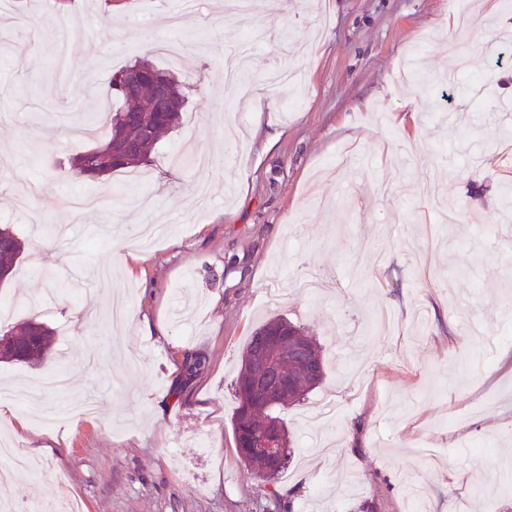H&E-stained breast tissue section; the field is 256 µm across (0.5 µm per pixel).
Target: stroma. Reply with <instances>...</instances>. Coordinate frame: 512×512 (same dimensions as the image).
I'll return each mask as SVG.
<instances>
[{
    "instance_id": "1",
    "label": "stroma",
    "mask_w": 512,
    "mask_h": 512,
    "mask_svg": "<svg viewBox=\"0 0 512 512\" xmlns=\"http://www.w3.org/2000/svg\"><path fill=\"white\" fill-rule=\"evenodd\" d=\"M9 0L0 9V224L25 243L0 312L48 358L0 363L29 464L0 497L67 512H512V0ZM181 42V54L155 42ZM183 86L142 184L77 178V110L138 61ZM452 105H445V98ZM205 153L207 168L175 163ZM369 156L371 166L360 165ZM99 194L108 211L73 210ZM128 321L113 332V302ZM282 316L323 382L281 415L276 484L231 417L250 336ZM205 359L199 374L185 362ZM343 413L322 427L321 402ZM278 490L279 499L269 497Z\"/></svg>"
}]
</instances>
